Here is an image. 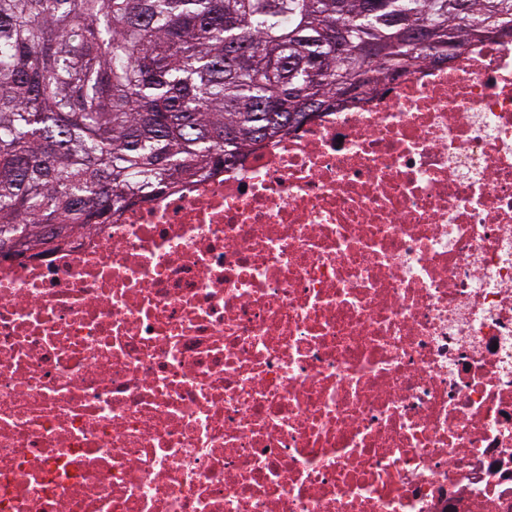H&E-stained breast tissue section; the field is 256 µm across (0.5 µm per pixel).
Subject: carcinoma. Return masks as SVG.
Here are the masks:
<instances>
[{
  "mask_svg": "<svg viewBox=\"0 0 512 512\" xmlns=\"http://www.w3.org/2000/svg\"><path fill=\"white\" fill-rule=\"evenodd\" d=\"M512 38V0H0V250L236 160L429 57Z\"/></svg>",
  "mask_w": 512,
  "mask_h": 512,
  "instance_id": "obj_1",
  "label": "carcinoma"
}]
</instances>
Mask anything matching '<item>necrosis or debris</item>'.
<instances>
[{"instance_id":"4bbe7bcc","label":"necrosis or debris","mask_w":512,"mask_h":512,"mask_svg":"<svg viewBox=\"0 0 512 512\" xmlns=\"http://www.w3.org/2000/svg\"><path fill=\"white\" fill-rule=\"evenodd\" d=\"M0 512H512V41L0 252Z\"/></svg>"}]
</instances>
